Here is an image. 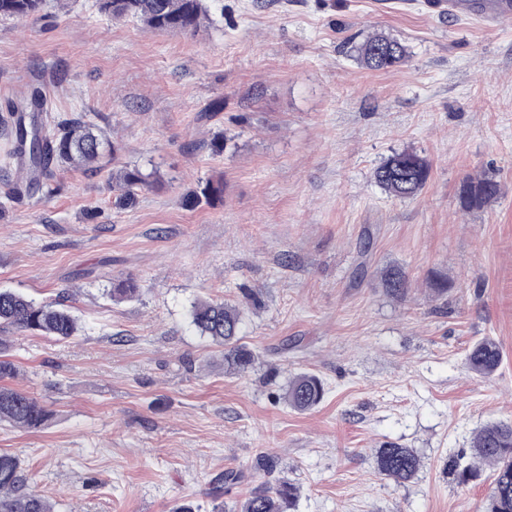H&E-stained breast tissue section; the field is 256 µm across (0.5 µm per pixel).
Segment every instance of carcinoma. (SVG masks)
Returning <instances> with one entry per match:
<instances>
[{
  "mask_svg": "<svg viewBox=\"0 0 512 512\" xmlns=\"http://www.w3.org/2000/svg\"><path fill=\"white\" fill-rule=\"evenodd\" d=\"M46 0H0V17L25 21L39 17ZM96 10L104 15L131 19L157 32L194 33L211 20L208 0H94ZM354 58L371 71H386L405 64L407 47L384 34H371L352 46ZM9 117L0 119V132L9 139L11 148L6 158L16 161L23 174L22 188L52 190L56 172L70 167L86 172L100 170L98 162L105 154L117 155L119 146L106 131L95 127L87 115L79 113L59 120L50 115L49 102L42 92L29 99L7 103ZM432 171L430 160L412 148L392 152L374 169L376 185L395 199H414L427 185ZM112 186L117 191L116 203L131 206L138 192L159 181L155 173H144L136 164H116L111 172ZM500 191L492 176H468L458 188L462 207L481 208ZM224 203V180H208L191 191L185 206ZM383 285L394 294H402L408 281L400 269L387 271ZM134 278L121 279L112 285L114 301H131L140 295ZM191 323L200 335L224 347V361L243 372L252 362V352L239 344L242 314L232 305L211 298H199L191 305ZM0 326H10L66 341L79 331L78 319L61 302H37L10 289L0 288ZM498 343L484 337L470 348L466 362L471 372L488 376L501 364ZM326 395L324 382L316 374L302 372L293 377L284 392L287 405L297 412H307L321 404ZM49 412L28 393L3 384L0 386V423L14 428L38 430L48 420ZM474 460L494 469V487L487 512H512V420L490 422L473 437L470 446ZM375 465L385 478L399 484L412 481L421 468L416 450L396 443L376 449ZM245 474L227 470L214 482L210 495L219 498L224 489L241 483ZM298 498V489L288 481L255 487L249 496L235 504L230 512H288ZM0 512H53L52 504L28 486L20 459L0 454Z\"/></svg>",
  "mask_w": 512,
  "mask_h": 512,
  "instance_id": "obj_1",
  "label": "carcinoma"
}]
</instances>
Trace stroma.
Returning a JSON list of instances; mask_svg holds the SVG:
<instances>
[{"instance_id": "1", "label": "stroma", "mask_w": 512, "mask_h": 512, "mask_svg": "<svg viewBox=\"0 0 512 512\" xmlns=\"http://www.w3.org/2000/svg\"><path fill=\"white\" fill-rule=\"evenodd\" d=\"M92 3L0 19V106L45 85L56 113H87L116 160L160 182L117 205L107 159L10 201L0 160V288L65 297L80 320L65 342L0 332L12 387L51 412L37 431L0 425V453L54 512H212L213 480L243 471L225 499L245 498L264 452L299 489L290 512H483L492 468L463 483L448 463L512 419V19L487 28L430 0H220L219 25L157 33ZM375 32L407 46L404 66L351 58ZM405 147L432 175L401 201L373 171ZM480 172L501 192L463 210L459 184ZM218 176L223 204L184 205ZM393 266L405 294L381 285ZM125 277L140 296L113 301ZM201 297L240 309L247 372L190 323ZM484 337L503 356L488 377L465 367ZM301 372L330 388L306 413L283 400ZM386 443L417 449L416 480L378 474Z\"/></svg>"}]
</instances>
